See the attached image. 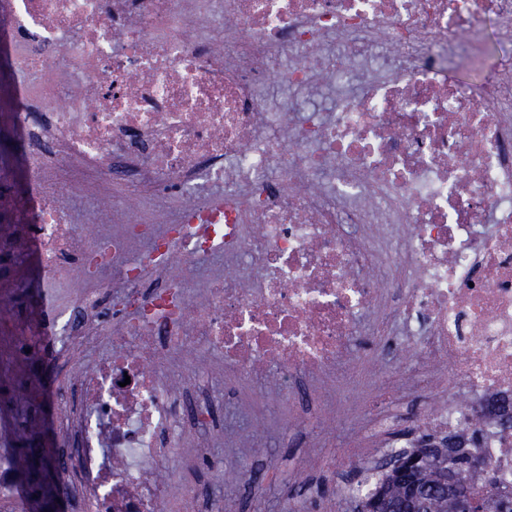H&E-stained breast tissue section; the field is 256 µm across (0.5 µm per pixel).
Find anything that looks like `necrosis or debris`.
<instances>
[{"label": "necrosis or debris", "instance_id": "necrosis-or-debris-1", "mask_svg": "<svg viewBox=\"0 0 512 512\" xmlns=\"http://www.w3.org/2000/svg\"><path fill=\"white\" fill-rule=\"evenodd\" d=\"M490 15L511 46L512 0H0L26 146L0 256L41 281L19 365L103 346L27 393L57 411L65 496L225 512L165 475L223 440L214 382L255 394V429L311 401L331 420L373 383L359 336L402 337L396 391L429 395L440 441L489 408L479 452L512 493V68L447 75ZM94 359V355L87 354L81 356L80 360L70 364L67 368L61 371L59 374L52 371L49 368H44L40 365H32L28 368L27 373L29 377L41 378L48 387H52L55 385H65L68 379V369L72 367H76L78 365H89L92 363Z\"/></svg>", "mask_w": 512, "mask_h": 512}]
</instances>
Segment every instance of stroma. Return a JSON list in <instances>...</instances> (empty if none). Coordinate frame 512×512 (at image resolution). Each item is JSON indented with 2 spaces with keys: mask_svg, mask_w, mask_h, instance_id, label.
<instances>
[{
  "mask_svg": "<svg viewBox=\"0 0 512 512\" xmlns=\"http://www.w3.org/2000/svg\"><path fill=\"white\" fill-rule=\"evenodd\" d=\"M482 45L483 66L457 61L450 71L453 80L477 83L493 69L512 67V47L499 43L494 19L484 23ZM9 84V72L0 66V168L17 173L22 149L11 137ZM14 331L11 319L0 320V452H15L24 438L51 448L55 435L48 418L30 419L23 405L25 379L36 377L52 387L66 384L68 374L33 365L26 375H19L9 343ZM376 407L373 401L361 405L358 420L337 427L332 438L321 427L310 425L273 437L258 434L225 442L213 448L211 460L196 461L188 475L223 499L228 512H357V501L347 495V488L385 460L378 441L363 425ZM350 448L363 449V456L348 458ZM220 464L258 470L262 479L258 491L214 482L212 475Z\"/></svg>",
  "mask_w": 512,
  "mask_h": 512,
  "instance_id": "obj_1",
  "label": "stroma"
}]
</instances>
